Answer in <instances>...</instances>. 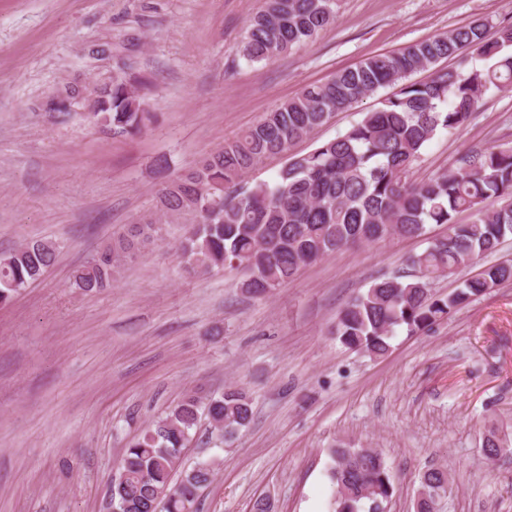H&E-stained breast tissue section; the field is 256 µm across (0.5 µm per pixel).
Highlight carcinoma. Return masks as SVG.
I'll return each instance as SVG.
<instances>
[{
	"mask_svg": "<svg viewBox=\"0 0 512 512\" xmlns=\"http://www.w3.org/2000/svg\"><path fill=\"white\" fill-rule=\"evenodd\" d=\"M336 0H266L249 21L240 52L251 63H267L294 46L313 41L336 20ZM476 19L446 33L408 44L397 52L367 57L310 84L266 113L233 140L203 155L194 166L165 181L158 210L130 224L78 267L71 285L98 292L112 283L115 266L134 260L151 241L155 225L168 220L188 224L181 251L191 269L211 272L236 267L242 292L264 296L282 287L299 270L357 242H376L389 234L418 237L428 224L447 226V234L409 259L401 272L375 280L338 314L333 334L343 345L372 358L386 356L399 328L410 335L486 294L512 283V259L482 265L459 288L438 295L432 285L455 276L500 250L512 237V147L472 150L442 173L414 180L421 153L439 132L468 123L494 91L512 92V25L495 36ZM469 50L485 61L469 66ZM457 59L451 69L436 64ZM428 71L424 82L410 77ZM389 86L399 90L345 134L308 153L293 147L337 112ZM89 117L114 132L136 133L148 113L145 99L118 78L91 92ZM84 92L59 90L49 111L61 122ZM281 156L284 165L273 184L249 187L245 176L265 160ZM470 212L461 224L457 215ZM59 246L28 242L0 256V303L40 280L55 263ZM206 414L213 431L232 439L252 418V400L242 388L202 399L186 396L145 427L121 458L124 480L111 488L112 512H198L201 491L212 481L214 463L201 462L173 476L181 451ZM491 429L484 453L494 462L512 448ZM329 477L336 493L333 512H377L394 491V479L373 448H331ZM448 471L422 473L416 512H438L448 488Z\"/></svg>",
	"mask_w": 512,
	"mask_h": 512,
	"instance_id": "cac0c4a2",
	"label": "carcinoma"
}]
</instances>
